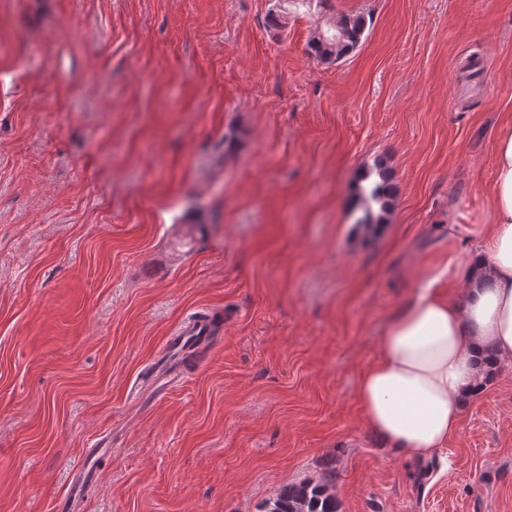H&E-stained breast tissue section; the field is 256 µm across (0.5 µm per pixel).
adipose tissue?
Instances as JSON below:
<instances>
[{"mask_svg": "<svg viewBox=\"0 0 512 512\" xmlns=\"http://www.w3.org/2000/svg\"><path fill=\"white\" fill-rule=\"evenodd\" d=\"M493 220L470 253L464 303L437 280L390 319L357 399L371 427L405 457L423 459L457 432L464 407L486 384L489 355L512 358V114L495 136Z\"/></svg>", "mask_w": 512, "mask_h": 512, "instance_id": "1", "label": "adipose tissue"}]
</instances>
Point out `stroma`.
<instances>
[{
  "label": "stroma",
  "mask_w": 512,
  "mask_h": 512,
  "mask_svg": "<svg viewBox=\"0 0 512 512\" xmlns=\"http://www.w3.org/2000/svg\"><path fill=\"white\" fill-rule=\"evenodd\" d=\"M272 6L0 0V512H54L101 444L83 512H259L304 479L340 512H512V359L423 460L356 397L417 288L439 275L462 300L512 109V0H326L284 32ZM351 12L362 46L313 60L312 30ZM380 155L397 198L367 227L351 184ZM193 312L211 349L159 391Z\"/></svg>",
  "instance_id": "1"
}]
</instances>
